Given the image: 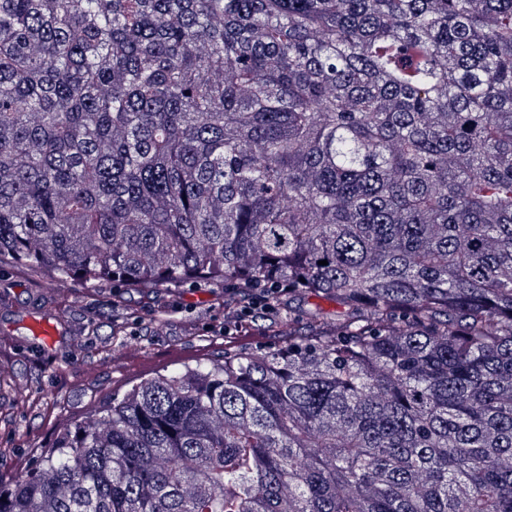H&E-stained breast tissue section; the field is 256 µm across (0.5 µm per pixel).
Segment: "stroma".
<instances>
[{
  "mask_svg": "<svg viewBox=\"0 0 512 512\" xmlns=\"http://www.w3.org/2000/svg\"><path fill=\"white\" fill-rule=\"evenodd\" d=\"M164 314V328L152 319ZM57 332L52 348L36 334L41 319ZM121 335H113V325ZM224 288L113 287L56 281L41 268L0 261V476L17 475L58 432L112 392L125 389L136 361L160 357L177 368L224 353Z\"/></svg>",
  "mask_w": 512,
  "mask_h": 512,
  "instance_id": "1",
  "label": "stroma"
}]
</instances>
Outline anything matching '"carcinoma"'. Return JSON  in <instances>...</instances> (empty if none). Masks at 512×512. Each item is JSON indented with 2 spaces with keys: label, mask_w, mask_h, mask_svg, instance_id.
Returning a JSON list of instances; mask_svg holds the SVG:
<instances>
[{
  "label": "carcinoma",
  "mask_w": 512,
  "mask_h": 512,
  "mask_svg": "<svg viewBox=\"0 0 512 512\" xmlns=\"http://www.w3.org/2000/svg\"><path fill=\"white\" fill-rule=\"evenodd\" d=\"M1 257L270 288L276 345L112 394L0 512H512V0H0Z\"/></svg>",
  "instance_id": "1"
}]
</instances>
